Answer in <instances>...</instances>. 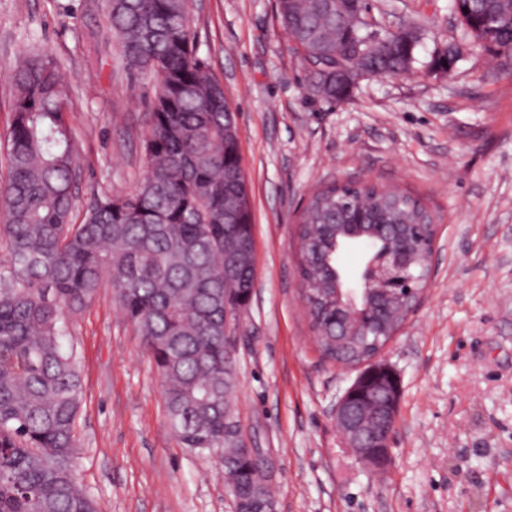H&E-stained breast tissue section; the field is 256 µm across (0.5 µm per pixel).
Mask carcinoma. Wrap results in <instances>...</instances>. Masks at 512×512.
Here are the masks:
<instances>
[{"mask_svg": "<svg viewBox=\"0 0 512 512\" xmlns=\"http://www.w3.org/2000/svg\"><path fill=\"white\" fill-rule=\"evenodd\" d=\"M327 0H277L283 28L309 72L310 90L346 65L357 75L401 77L416 62L417 36L355 47L361 22L328 10ZM472 38L512 50V0H451ZM189 0H109L108 22L129 69L158 78L144 135L146 175L131 194L103 193L72 221L78 142L69 88L55 64L27 55L13 74L15 96L0 166V512H100L77 481L75 424L82 385L63 340L77 315L110 282L126 319L142 336L160 377L180 443L224 449V484L273 500L267 471L224 447V293L249 294V274L224 269V225L249 208L235 122L221 81L197 56ZM461 50L443 49L430 67L449 72ZM358 212L365 224L404 218L428 239L439 217L418 197L374 184L316 191L298 223V275L306 317L323 357L354 367L385 338L343 336L336 297L368 320L366 299L336 288V255L350 239L336 225ZM397 331L410 302L386 301Z\"/></svg>", "mask_w": 512, "mask_h": 512, "instance_id": "cac0c4a2", "label": "carcinoma"}]
</instances>
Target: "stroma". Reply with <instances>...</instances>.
Returning <instances> with one entry per match:
<instances>
[{"mask_svg": "<svg viewBox=\"0 0 512 512\" xmlns=\"http://www.w3.org/2000/svg\"><path fill=\"white\" fill-rule=\"evenodd\" d=\"M370 21L421 25L418 65L331 105L309 94L276 0L194 4L197 54L236 115L255 241L234 415L269 462L276 512H512V53L473 45L448 0H371ZM451 40L463 49L452 73L428 69ZM26 53L68 80L74 220L95 194L134 192L157 80L128 70L106 0H0V144ZM346 181L407 190L440 218L435 274L385 351L400 402L382 476L336 430L357 371L322 356L298 295L297 212L318 186ZM65 343L82 377L77 477L101 512H234L220 460L173 433L109 283Z\"/></svg>", "mask_w": 512, "mask_h": 512, "instance_id": "35a3bbf8", "label": "stroma"}]
</instances>
